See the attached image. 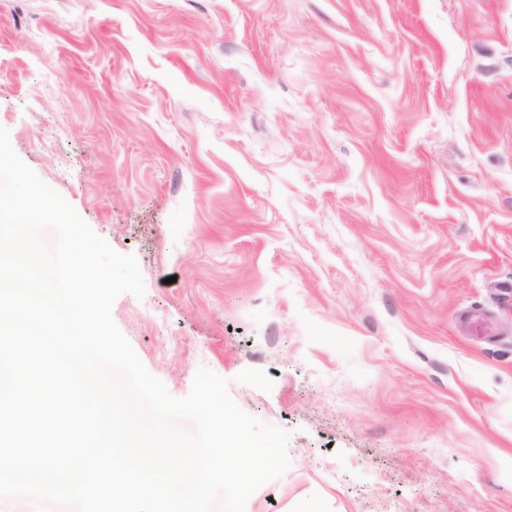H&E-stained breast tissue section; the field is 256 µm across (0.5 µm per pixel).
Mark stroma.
Here are the masks:
<instances>
[{"instance_id":"1","label":"stroma","mask_w":512,"mask_h":512,"mask_svg":"<svg viewBox=\"0 0 512 512\" xmlns=\"http://www.w3.org/2000/svg\"><path fill=\"white\" fill-rule=\"evenodd\" d=\"M0 127L290 432L246 512H512V0H0Z\"/></svg>"}]
</instances>
